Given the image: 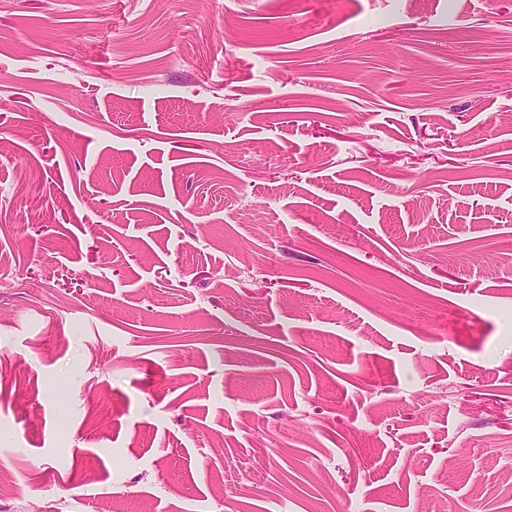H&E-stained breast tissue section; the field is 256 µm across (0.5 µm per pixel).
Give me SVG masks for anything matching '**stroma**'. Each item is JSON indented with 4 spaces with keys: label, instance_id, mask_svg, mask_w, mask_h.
<instances>
[{
    "label": "stroma",
    "instance_id": "1",
    "mask_svg": "<svg viewBox=\"0 0 512 512\" xmlns=\"http://www.w3.org/2000/svg\"><path fill=\"white\" fill-rule=\"evenodd\" d=\"M0 512H512V0H0Z\"/></svg>",
    "mask_w": 512,
    "mask_h": 512
}]
</instances>
